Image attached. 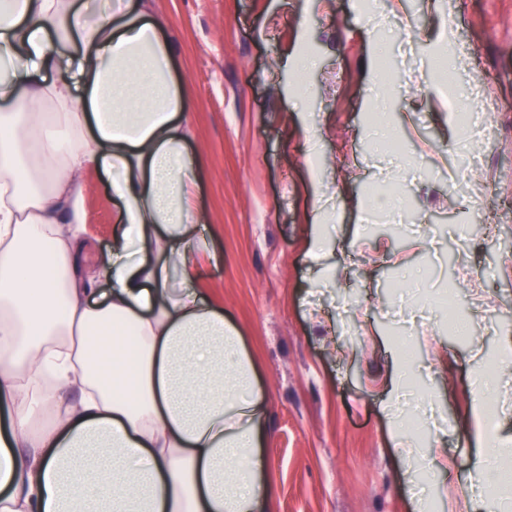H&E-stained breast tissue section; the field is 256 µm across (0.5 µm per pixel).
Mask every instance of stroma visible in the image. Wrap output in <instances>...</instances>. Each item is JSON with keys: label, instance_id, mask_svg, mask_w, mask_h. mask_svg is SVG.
<instances>
[{"label": "stroma", "instance_id": "1", "mask_svg": "<svg viewBox=\"0 0 512 512\" xmlns=\"http://www.w3.org/2000/svg\"><path fill=\"white\" fill-rule=\"evenodd\" d=\"M151 13L201 155L213 256L196 285L256 363L273 512H444L437 488L467 484L477 452L474 403L494 398L512 437L499 264L512 254V0H151ZM484 98L498 103L484 126L449 120ZM78 187L93 261L112 243V189L93 170ZM317 232L331 247L318 258ZM449 292L470 334L436 306ZM403 339L419 356L407 375ZM440 435L460 462L448 476L423 471Z\"/></svg>", "mask_w": 512, "mask_h": 512}]
</instances>
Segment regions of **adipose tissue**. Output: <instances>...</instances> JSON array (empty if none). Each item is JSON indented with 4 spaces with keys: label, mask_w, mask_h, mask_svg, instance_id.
<instances>
[{
    "label": "adipose tissue",
    "mask_w": 512,
    "mask_h": 512,
    "mask_svg": "<svg viewBox=\"0 0 512 512\" xmlns=\"http://www.w3.org/2000/svg\"><path fill=\"white\" fill-rule=\"evenodd\" d=\"M185 110L149 0H0V512L269 510L256 367L193 286ZM88 170L117 208L91 265Z\"/></svg>",
    "instance_id": "ef3b65f1"
}]
</instances>
